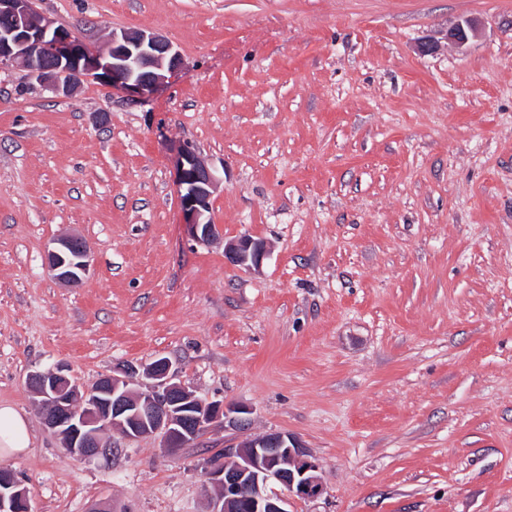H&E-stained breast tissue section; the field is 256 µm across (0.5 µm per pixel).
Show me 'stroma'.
Wrapping results in <instances>:
<instances>
[{
	"instance_id": "1",
	"label": "stroma",
	"mask_w": 512,
	"mask_h": 512,
	"mask_svg": "<svg viewBox=\"0 0 512 512\" xmlns=\"http://www.w3.org/2000/svg\"><path fill=\"white\" fill-rule=\"evenodd\" d=\"M101 46L145 29L182 70L151 101L58 98L0 69V403L31 445L1 464L36 512H206L204 461L269 432L321 463L290 512H512V0H34ZM466 19L463 46L446 31ZM438 41L424 54L420 45ZM218 185L197 241L174 158ZM75 233L74 286L45 264ZM267 244L259 270L225 242ZM166 357L249 409L175 453L69 455L28 376L82 386Z\"/></svg>"
}]
</instances>
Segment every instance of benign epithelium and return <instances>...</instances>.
<instances>
[{"mask_svg": "<svg viewBox=\"0 0 512 512\" xmlns=\"http://www.w3.org/2000/svg\"><path fill=\"white\" fill-rule=\"evenodd\" d=\"M464 20L448 32L463 45L476 33ZM19 63L30 78L56 96L68 97L88 79L112 84L147 101L182 65L172 43L146 30L114 33L104 50H95L48 17L36 13L33 0H0V65ZM177 194L192 235L209 242L218 236L208 217L217 180L192 147L185 145L176 160ZM267 249L243 235L224 244V258L247 269L260 268ZM48 268L63 283L75 285L89 271L86 243L75 235L56 239L48 251ZM31 390L41 398L43 420L61 438L63 448L84 459L109 457L113 448L102 433L119 429L129 441L159 436L170 452L183 448L217 425L245 428L248 410L222 401L200 400L180 380L167 358L139 371L122 366L89 388L68 375V366L32 372ZM321 463L299 439L271 432L212 455L203 466L205 482L218 490L208 512H289L290 498L314 499L324 493ZM0 512H35L25 482L0 467Z\"/></svg>", "mask_w": 512, "mask_h": 512, "instance_id": "1", "label": "benign epithelium"}]
</instances>
